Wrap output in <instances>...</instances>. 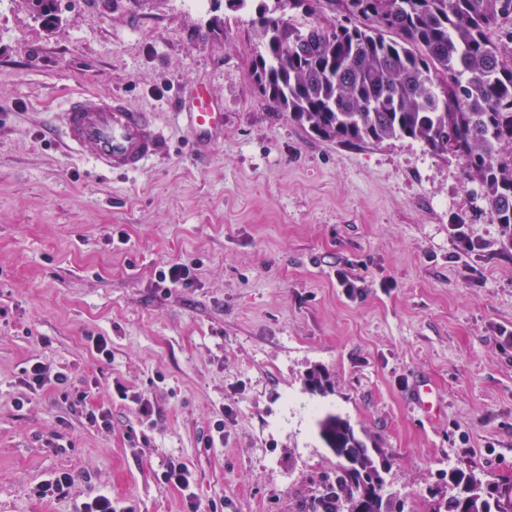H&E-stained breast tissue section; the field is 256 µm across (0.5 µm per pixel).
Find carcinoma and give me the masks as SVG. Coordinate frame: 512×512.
<instances>
[{
  "label": "carcinoma",
  "mask_w": 512,
  "mask_h": 512,
  "mask_svg": "<svg viewBox=\"0 0 512 512\" xmlns=\"http://www.w3.org/2000/svg\"><path fill=\"white\" fill-rule=\"evenodd\" d=\"M57 0H27L47 26ZM254 13L260 95L313 134L341 144L416 142L450 154L477 186L491 223L512 243V31L489 33L512 16V0H327L339 15L303 25L289 12L315 13L320 0H232ZM313 393L331 389L319 370ZM318 436L335 457L307 512H396L386 491L388 459L370 451L349 420L332 413ZM450 493L430 512H512V487L455 467Z\"/></svg>",
  "instance_id": "obj_1"
}]
</instances>
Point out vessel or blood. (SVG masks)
Here are the masks:
<instances>
[{"label":"vessel or blood","instance_id":"b4317fda","mask_svg":"<svg viewBox=\"0 0 512 512\" xmlns=\"http://www.w3.org/2000/svg\"><path fill=\"white\" fill-rule=\"evenodd\" d=\"M176 111L199 146H209L224 130V109L206 85L197 83L180 92ZM63 112L68 147L89 151L99 172L138 173L162 149L152 113L130 106L123 96L82 95L66 102ZM410 398L428 421L436 420L437 397L428 381H416Z\"/></svg>","mask_w":512,"mask_h":512}]
</instances>
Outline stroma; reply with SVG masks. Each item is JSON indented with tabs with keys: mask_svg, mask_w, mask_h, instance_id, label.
Masks as SVG:
<instances>
[{
	"mask_svg": "<svg viewBox=\"0 0 512 512\" xmlns=\"http://www.w3.org/2000/svg\"><path fill=\"white\" fill-rule=\"evenodd\" d=\"M59 9L52 29L27 0L0 10V512H80L102 492L183 512L161 480L171 461L218 512H300L336 467L316 432L327 413L389 457L405 512H429L450 466L512 485V245L454 157L308 132L256 91L250 16L226 0ZM196 83L224 107L223 136L201 152L174 114ZM80 93L155 112L162 153L128 177L72 155L60 110ZM461 221L480 249L460 251ZM193 261L192 285L159 287L158 270ZM92 336L111 358L91 354ZM37 361L85 402L28 389ZM313 367L328 394L306 389ZM420 376L438 425L409 400ZM91 408L110 427L88 423ZM62 471L76 494L35 495Z\"/></svg>",
	"mask_w": 512,
	"mask_h": 512,
	"instance_id": "35a3bbf8",
	"label": "stroma"
}]
</instances>
